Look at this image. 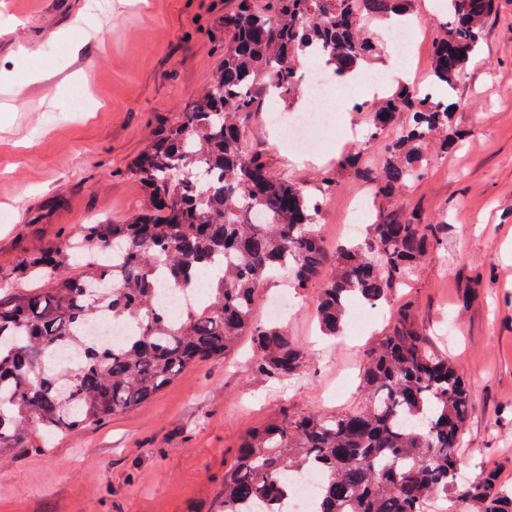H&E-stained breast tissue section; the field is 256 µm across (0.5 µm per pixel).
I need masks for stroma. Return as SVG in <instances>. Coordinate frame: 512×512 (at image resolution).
<instances>
[{
  "label": "stroma",
  "instance_id": "stroma-1",
  "mask_svg": "<svg viewBox=\"0 0 512 512\" xmlns=\"http://www.w3.org/2000/svg\"><path fill=\"white\" fill-rule=\"evenodd\" d=\"M235 0H0V267L57 242L90 220L129 218L144 202L119 176L149 143L157 118H175L211 77L219 34ZM439 0H415L423 34L406 56L413 81H432ZM83 97L87 109L67 102ZM463 144L433 157L424 178L397 197L403 214L441 225L444 248L412 276L394 305L413 301L472 393L459 471L495 470L512 482V0H496L480 51L451 94ZM337 127L296 154L258 113L244 145L268 172L317 189L338 159L361 150L369 112L335 103ZM319 231L328 250L345 239L349 202L369 187L338 170ZM318 291L298 290L288 332L309 357L287 381L253 373L242 338L225 358L182 372L150 402L79 433L25 447L0 462V512H210L244 436L285 416L336 413L363 402L358 383L367 349L387 333L388 308L330 340L315 315Z\"/></svg>",
  "mask_w": 512,
  "mask_h": 512
}]
</instances>
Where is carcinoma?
<instances>
[{
	"label": "carcinoma",
	"instance_id": "carcinoma-1",
	"mask_svg": "<svg viewBox=\"0 0 512 512\" xmlns=\"http://www.w3.org/2000/svg\"><path fill=\"white\" fill-rule=\"evenodd\" d=\"M494 0H448L432 41V74L452 88L475 58ZM412 0H236L224 13L220 67L174 120L156 127L149 146L126 169L147 202L126 222L108 219L60 234L53 247L18 257L0 282V460L23 447L25 432L69 435L152 400L185 369L227 356L249 336L253 370L278 381L305 372L308 354L276 320L255 318L260 285L279 274L294 288L322 280L317 320L342 333L348 305H381L407 286L417 267L443 245L441 229L379 208L359 239L329 258L317 223L336 172L320 193L267 172L248 153L252 115L278 97L296 107L301 60L322 50L340 75L374 51L365 20L410 14ZM457 57L448 62V44ZM400 131L386 134L397 121ZM371 140L383 153L360 174L373 200L396 193L426 170L431 140L446 152L463 132L432 90L401 88L379 100ZM197 303L179 315L158 307L156 269ZM112 318L140 321L143 333L109 349L79 328L103 307ZM81 362L50 366L53 350ZM365 406L332 415L285 417L249 432L212 512H279L290 479L320 476L316 512H429L452 499L455 512H512V486L494 471L461 483L458 448L472 409L463 377L419 324L412 303L367 351Z\"/></svg>",
	"mask_w": 512,
	"mask_h": 512
}]
</instances>
